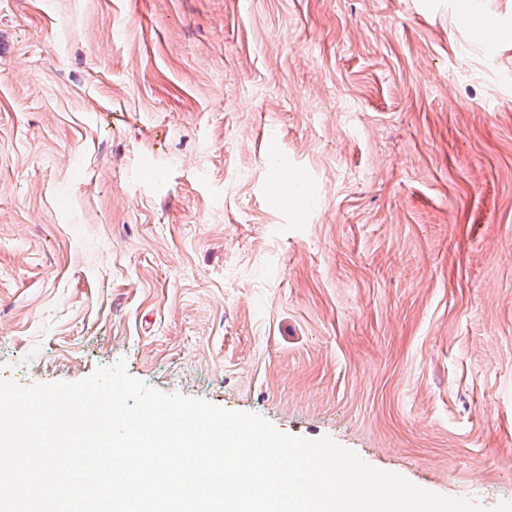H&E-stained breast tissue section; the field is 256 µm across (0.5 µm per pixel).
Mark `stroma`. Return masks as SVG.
Wrapping results in <instances>:
<instances>
[{"label": "stroma", "mask_w": 512, "mask_h": 512, "mask_svg": "<svg viewBox=\"0 0 512 512\" xmlns=\"http://www.w3.org/2000/svg\"><path fill=\"white\" fill-rule=\"evenodd\" d=\"M121 361L512 512V37L448 0H0V379ZM482 0H453L458 20L485 45L498 43L503 37L501 26L491 23L482 9Z\"/></svg>", "instance_id": "35a3bbf8"}]
</instances>
